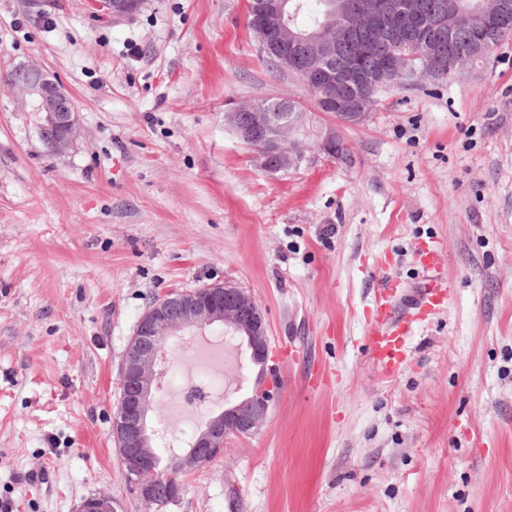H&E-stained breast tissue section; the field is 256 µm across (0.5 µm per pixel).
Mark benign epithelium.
I'll return each mask as SVG.
<instances>
[{"label":"benign epithelium","instance_id":"obj_1","mask_svg":"<svg viewBox=\"0 0 512 512\" xmlns=\"http://www.w3.org/2000/svg\"><path fill=\"white\" fill-rule=\"evenodd\" d=\"M147 0H99L113 19L139 13ZM296 0H251L252 30L261 52L275 65L294 74L304 86L317 91V104L339 110L344 123L365 121L380 88L414 85L443 77L440 60L445 49L438 33L473 29L491 15L506 17V4L494 0L476 11L461 0H441L430 15L420 12L416 0H325L322 16L312 29L300 31L289 24ZM366 29L375 43L401 42L400 54L382 60L371 70H336L340 36L350 29ZM12 89L29 112L39 115L38 134L53 155L73 147L79 135L78 111L62 81L31 62L8 71ZM288 97L271 96L237 102L224 121L253 151L256 164L269 173L297 168L305 160V140L330 156L336 152V126L315 130L306 112L288 111ZM218 324L224 333L246 338L251 357L266 363L269 337L265 315L244 289L226 281L189 291L170 290L155 298L138 320L118 372L119 398L112 417V438L132 491L153 512L177 502L184 486L162 480L163 458L157 444L160 431L151 426L157 414L162 357L167 344L183 333ZM278 394L273 378L256 379L247 397L213 416L194 434L190 448L170 450L176 471L191 474L224 454L228 440L246 438L266 423ZM78 512H116L112 497L99 493L84 499Z\"/></svg>","mask_w":512,"mask_h":512}]
</instances>
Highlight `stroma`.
<instances>
[{
  "label": "stroma",
  "mask_w": 512,
  "mask_h": 512,
  "mask_svg": "<svg viewBox=\"0 0 512 512\" xmlns=\"http://www.w3.org/2000/svg\"><path fill=\"white\" fill-rule=\"evenodd\" d=\"M37 62L78 106L47 152L0 85V502L75 512L105 492L145 512L112 441L118 366L171 289L223 279L261 306L280 392L261 430L185 476L166 512H512V36L454 80L392 85L269 173L224 123L286 96L331 123L262 55L247 0H0V72ZM441 248L445 311L381 382L366 330L382 280L416 283ZM52 461L51 485H23ZM147 0H99V7L112 19L130 18L139 13Z\"/></svg>",
  "instance_id": "stroma-1"
}]
</instances>
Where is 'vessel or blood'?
<instances>
[{"mask_svg":"<svg viewBox=\"0 0 512 512\" xmlns=\"http://www.w3.org/2000/svg\"><path fill=\"white\" fill-rule=\"evenodd\" d=\"M439 255L434 244L418 251L416 263L423 276L420 287L405 294L386 280L378 290L367 341L371 361L385 380L401 373L415 323L422 315L442 312L448 306L450 285L441 276Z\"/></svg>","mask_w":512,"mask_h":512,"instance_id":"vessel-or-blood-1","label":"vessel or blood"}]
</instances>
